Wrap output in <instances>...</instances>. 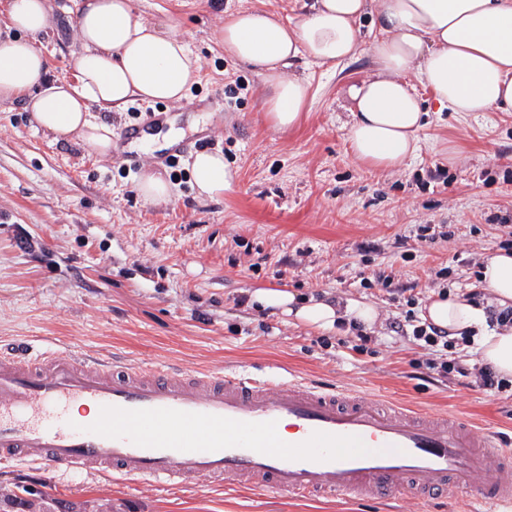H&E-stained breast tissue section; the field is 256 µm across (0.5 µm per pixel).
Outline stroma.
Returning <instances> with one entry per match:
<instances>
[{
  "label": "stroma",
  "mask_w": 512,
  "mask_h": 512,
  "mask_svg": "<svg viewBox=\"0 0 512 512\" xmlns=\"http://www.w3.org/2000/svg\"><path fill=\"white\" fill-rule=\"evenodd\" d=\"M148 21L187 40L201 63L178 103L135 102L97 112L113 132L164 112L188 147L177 165L160 151L101 156L35 131L23 101L0 103V343L112 358L130 366L241 371L356 392L377 402L463 414L476 430L512 438V389L466 386L458 374L413 363L435 353L396 331L406 309L432 294L473 292L477 265L498 252L512 216V112L462 116L417 86L427 124L416 157L396 169L357 161L348 140L349 83L374 72L376 31L363 18L359 54L335 71L294 60L311 103L299 124L273 131L259 76L216 43L224 13L262 8L295 17L296 0H134ZM38 43L48 78L73 77L76 29L61 15ZM220 151L231 186L198 197L189 161ZM158 171L169 201L146 203L141 175ZM429 225V242L419 239ZM449 275H442V268ZM393 278L390 288L376 275ZM284 284L302 296L362 300L379 311L359 342L350 326L312 331L240 304L253 289ZM417 300L407 306L403 290ZM43 490L69 512H441L400 495L392 505L289 499L206 482L166 488L119 484L99 472L0 464V488Z\"/></svg>",
  "instance_id": "35a3bbf8"
}]
</instances>
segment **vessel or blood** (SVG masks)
Here are the masks:
<instances>
[{
	"mask_svg": "<svg viewBox=\"0 0 512 512\" xmlns=\"http://www.w3.org/2000/svg\"><path fill=\"white\" fill-rule=\"evenodd\" d=\"M0 461L302 499L469 494L512 512V445L469 417L299 381L0 351Z\"/></svg>",
	"mask_w": 512,
	"mask_h": 512,
	"instance_id": "vessel-or-blood-1",
	"label": "vessel or blood"
}]
</instances>
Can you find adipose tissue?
I'll return each mask as SVG.
<instances>
[{"label": "adipose tissue", "mask_w": 512, "mask_h": 512, "mask_svg": "<svg viewBox=\"0 0 512 512\" xmlns=\"http://www.w3.org/2000/svg\"><path fill=\"white\" fill-rule=\"evenodd\" d=\"M62 12L75 20L78 46L73 81L47 80V61L36 40L51 27L48 0H8L0 23V100L22 99L36 129L55 138L78 137L96 154H111L112 132L89 112H112L136 101H181L200 61L183 39L136 12L133 0H68ZM377 19L376 71L346 88L348 138L356 160L391 168L412 158L424 113L411 80L430 88L440 106L454 112H512V0H312L297 21L257 8L224 16L218 41L224 53L261 77L270 94L265 112L271 128L285 132L306 111L307 79L288 74L291 59L305 55L336 66L356 57L359 23ZM191 174L198 194L218 196L230 174L221 152L197 153ZM478 286L491 305L512 307V251L481 266ZM251 304L313 330L354 322L372 326L378 311L359 301L337 306L303 299L287 286L254 289ZM487 305L440 293L422 318L454 339L475 344L483 365L512 378V328L489 329Z\"/></svg>", "instance_id": "obj_1"}]
</instances>
